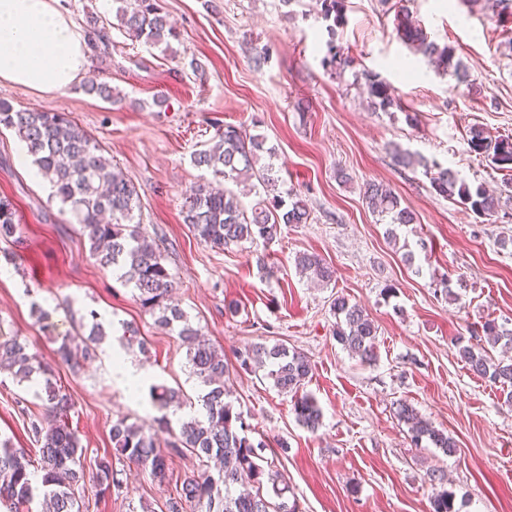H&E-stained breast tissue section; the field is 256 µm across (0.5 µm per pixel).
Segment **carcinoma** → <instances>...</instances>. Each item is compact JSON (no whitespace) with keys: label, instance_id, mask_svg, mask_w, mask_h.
Masks as SVG:
<instances>
[{"label":"carcinoma","instance_id":"1","mask_svg":"<svg viewBox=\"0 0 512 512\" xmlns=\"http://www.w3.org/2000/svg\"><path fill=\"white\" fill-rule=\"evenodd\" d=\"M345 0H321V13L326 19L343 21ZM118 26L134 42L149 46L166 45L178 33L168 20L158 0H137L128 8L125 0H113ZM395 29L398 37L415 49L438 73L454 77L456 85H472L470 72L456 51L430 38L421 21L406 5L394 4ZM88 46L96 55L108 54L109 30L98 16L87 18ZM364 93L373 109L389 112L400 107L391 86L379 75L363 76ZM0 125L15 132L25 143L28 155L42 176L54 188L55 196L68 207L80 232L90 243L91 253L104 268L119 272V278L133 289L141 308L152 315L155 323L180 337L187 348L191 374L205 388L201 396L202 416H191L171 426L168 412L182 409L180 394L163 385L150 387V398L159 410L156 425L144 427L125 418L112 422L109 437L113 448L135 465L149 471L159 483L169 479L170 459L190 453L199 461L200 470L183 479L176 496L167 502L168 512H182L183 505L194 503L205 512H298L297 503L282 500L286 484L283 475L273 469L262 456L267 448L264 439L250 436L241 412L231 400L225 386L229 367L224 351L194 326L187 313L169 303L174 289V275L156 242L141 231L137 192L133 180L120 169L107 165L99 155L100 145L64 112L16 110L0 102ZM470 149L486 154L502 171H512V138L492 140L481 126L469 130ZM274 151L265 147L260 134L232 125L217 129L214 144L193 154V163L210 172L212 178H201L186 191L183 222L204 243L219 249L258 241L268 245L280 238L282 226L307 224L311 211L302 196L281 189L283 181L275 174ZM430 182L436 193L459 199L478 216L497 211L500 199L484 187L473 188L448 168L431 170ZM251 184L262 189V195L246 206L227 183ZM363 197L381 219L387 221L386 235L397 241L396 229L416 223V214L401 204L394 190L380 182L366 184ZM20 232L17 209L11 199L0 198V238H15ZM295 265L307 279L327 284L334 270L319 256L307 252L295 257ZM336 318L333 338L352 356L363 363L377 358V327L364 309L342 295L331 302ZM89 337L76 342L70 336L60 337L56 349L59 359L73 373L97 358V337L102 326L97 314ZM479 342L458 340L457 355L467 370L492 384L512 387V362L494 360L489 348H512V331L486 320ZM239 368L248 372H264L282 394L294 397L293 412L299 425L314 432L321 423V411L315 400L299 394L313 374V363L305 353L275 343L252 345L238 352ZM0 368L10 372L19 383H35L44 377L38 397L44 413L28 414V434L38 445V459L33 461L22 448L13 447L8 439L0 440V504L9 512H25L42 491V512H83L85 491L83 448L78 432L69 425L73 408L71 395L53 382L51 368L28 351L27 343L18 336H0ZM397 418L408 428L411 442L428 443L452 454L457 444L444 431L422 418L409 403L396 404ZM98 491L104 495L119 486L114 478L112 460L104 456L97 461L94 476Z\"/></svg>","mask_w":512,"mask_h":512}]
</instances>
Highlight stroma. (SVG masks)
<instances>
[{
    "label": "stroma",
    "mask_w": 512,
    "mask_h": 512,
    "mask_svg": "<svg viewBox=\"0 0 512 512\" xmlns=\"http://www.w3.org/2000/svg\"><path fill=\"white\" fill-rule=\"evenodd\" d=\"M179 34L173 54L132 43L111 29L109 57H90L88 77L120 93L109 103L82 85L43 94L0 86L14 109L67 113L101 147L112 166L131 176L142 228L159 244L176 276L173 295L192 322L226 357L257 343H283L314 364L303 391L322 411L317 432L301 427L290 396L270 380L231 370L235 406L253 434L269 443L266 458L281 471L300 512H432L434 495L448 492L453 512H512V402L506 391L471 375L456 356L455 338L480 335L486 319L512 330V172L468 145L470 126L491 137L512 136V20L463 0H411L409 7L439 43L455 48L473 88L438 74L397 36L387 0H345V19L329 28L318 0H161ZM350 64H322L328 45ZM198 60L203 71L193 74ZM379 74L402 107H368L356 79ZM164 105H157V98ZM263 134L285 188L311 210L306 224L284 227L278 241L217 249L182 220L184 192L205 175L193 153L207 149L218 127ZM20 141L0 128V196L17 208L20 243L0 238V333L26 339L31 352L54 366L72 395L69 422L86 450V473L108 455L119 488L84 493L83 512H167L175 483L197 470L191 456L173 457L172 482L115 454L113 421L153 424L161 412L148 390L127 391L116 361L149 383L201 396L185 347L145 314L111 270L92 257L78 225L69 223L46 179H34L19 157ZM417 163L396 164L394 148ZM437 163L471 186L500 198L490 216L438 195L425 173ZM350 174L340 183L337 169ZM390 184L417 215L389 243L384 224L366 205V182ZM414 251V266L402 260ZM317 254L336 271L331 284L311 287L294 264ZM448 276L449 295L433 280ZM393 296H384L387 285ZM366 309L378 328L377 359L364 364L332 336L336 295ZM48 309L58 334L97 312L107 330L99 357L75 374L55 362V344L31 312ZM137 328L146 353H129L122 323ZM32 384L0 374V437L36 456L28 412H39ZM412 404L456 444L447 454L414 446L395 416L397 401Z\"/></svg>",
    "instance_id": "obj_1"
}]
</instances>
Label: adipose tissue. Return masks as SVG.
<instances>
[{"instance_id":"adipose-tissue-1","label":"adipose tissue","mask_w":512,"mask_h":512,"mask_svg":"<svg viewBox=\"0 0 512 512\" xmlns=\"http://www.w3.org/2000/svg\"><path fill=\"white\" fill-rule=\"evenodd\" d=\"M87 71V35L58 0H0V85L61 92Z\"/></svg>"}]
</instances>
